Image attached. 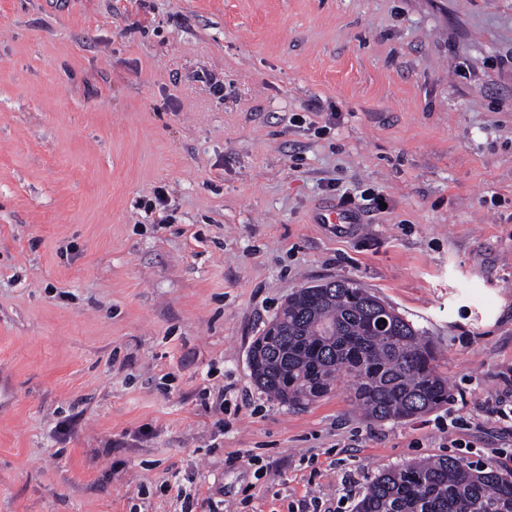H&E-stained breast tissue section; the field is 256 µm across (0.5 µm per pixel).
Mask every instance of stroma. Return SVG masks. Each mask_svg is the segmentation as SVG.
I'll return each instance as SVG.
<instances>
[{"label":"stroma","instance_id":"stroma-1","mask_svg":"<svg viewBox=\"0 0 512 512\" xmlns=\"http://www.w3.org/2000/svg\"><path fill=\"white\" fill-rule=\"evenodd\" d=\"M340 279L430 337L447 404L256 385ZM511 386L512 0H0V512H355L413 460L512 472Z\"/></svg>","mask_w":512,"mask_h":512}]
</instances>
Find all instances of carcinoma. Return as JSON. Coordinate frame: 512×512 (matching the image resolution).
<instances>
[{"mask_svg": "<svg viewBox=\"0 0 512 512\" xmlns=\"http://www.w3.org/2000/svg\"><path fill=\"white\" fill-rule=\"evenodd\" d=\"M388 320L385 332L377 320ZM425 333L352 280L299 289L253 341L257 385L288 406L329 393L340 379L374 420L422 415L448 402ZM356 512H512V474L448 456L382 470Z\"/></svg>", "mask_w": 512, "mask_h": 512, "instance_id": "carcinoma-1", "label": "carcinoma"}]
</instances>
